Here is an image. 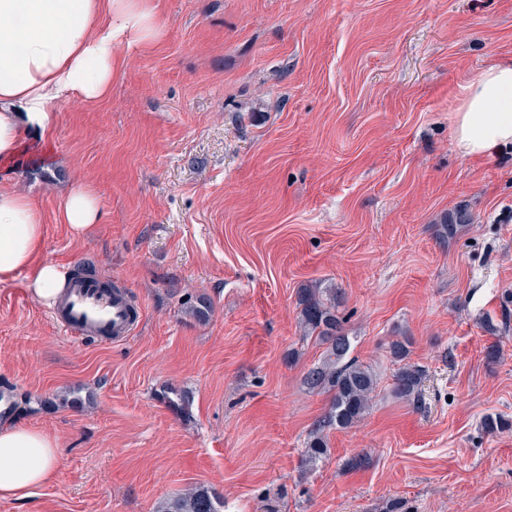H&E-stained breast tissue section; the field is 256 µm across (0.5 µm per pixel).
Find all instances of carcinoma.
Returning a JSON list of instances; mask_svg holds the SVG:
<instances>
[{
    "mask_svg": "<svg viewBox=\"0 0 512 512\" xmlns=\"http://www.w3.org/2000/svg\"><path fill=\"white\" fill-rule=\"evenodd\" d=\"M298 320L304 331L325 346L322 359L308 369L304 384L311 393L330 395L327 412L309 433L305 461L315 464L328 450L327 429H348L370 407L377 381L372 368L352 356V339L336 315V295H323L318 288L299 289ZM424 370L406 364L395 374L392 393L413 405L420 404L419 386ZM224 501L205 489H193L166 503L163 512H223Z\"/></svg>",
    "mask_w": 512,
    "mask_h": 512,
    "instance_id": "cac0c4a2",
    "label": "carcinoma"
}]
</instances>
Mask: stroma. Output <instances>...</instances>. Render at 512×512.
<instances>
[{"mask_svg": "<svg viewBox=\"0 0 512 512\" xmlns=\"http://www.w3.org/2000/svg\"><path fill=\"white\" fill-rule=\"evenodd\" d=\"M156 4L159 38L124 51L108 99L60 105L0 158L43 259L143 307L124 341H82L24 278L0 284V426L60 448L54 480L0 512H161L192 488L224 512H512V149L474 161L451 136L468 83L512 60V0ZM73 186L101 208L80 239L57 221ZM305 286L341 293L378 378L311 467L330 397L303 383L324 352ZM404 336L417 407L390 393ZM181 391L182 414L163 400Z\"/></svg>", "mask_w": 512, "mask_h": 512, "instance_id": "35a3bbf8", "label": "stroma"}]
</instances>
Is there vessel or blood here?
Listing matches in <instances>:
<instances>
[{
	"mask_svg": "<svg viewBox=\"0 0 512 512\" xmlns=\"http://www.w3.org/2000/svg\"><path fill=\"white\" fill-rule=\"evenodd\" d=\"M140 316V306L125 291H114L88 277L73 279L51 314L67 335L101 342L131 335Z\"/></svg>",
	"mask_w": 512,
	"mask_h": 512,
	"instance_id": "obj_1",
	"label": "vessel or blood"
}]
</instances>
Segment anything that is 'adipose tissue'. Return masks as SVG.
<instances>
[{"mask_svg": "<svg viewBox=\"0 0 512 512\" xmlns=\"http://www.w3.org/2000/svg\"><path fill=\"white\" fill-rule=\"evenodd\" d=\"M147 0H0V157L16 154L23 128L48 133L57 103L94 104L110 96L123 45L147 44L159 34ZM452 136L465 157L482 160L512 148V63L484 68L468 84ZM58 219L74 238L101 219L85 187L62 197ZM41 216L21 192L0 187V282L26 274L33 298L53 306L70 279L67 265L40 260ZM58 443L48 433L0 427V499L50 483Z\"/></svg>", "mask_w": 512, "mask_h": 512, "instance_id": "ef3b65f1", "label": "adipose tissue"}]
</instances>
